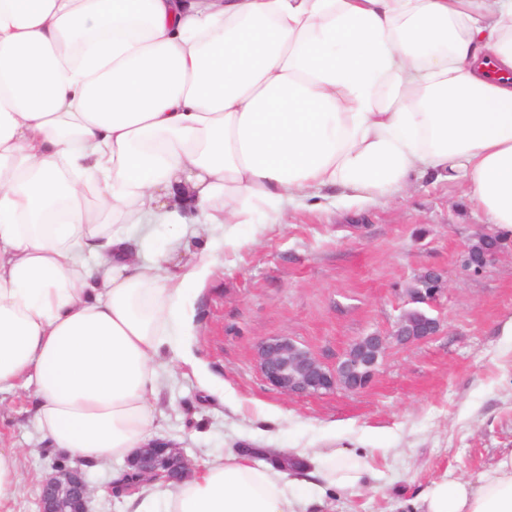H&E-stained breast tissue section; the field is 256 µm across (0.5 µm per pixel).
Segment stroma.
Here are the masks:
<instances>
[{"label": "stroma", "mask_w": 512, "mask_h": 512, "mask_svg": "<svg viewBox=\"0 0 512 512\" xmlns=\"http://www.w3.org/2000/svg\"><path fill=\"white\" fill-rule=\"evenodd\" d=\"M196 284L178 338L185 359L164 369L154 402L156 437L194 464L238 448H342L370 455L375 476L333 490L331 512H415L418 492L443 476L473 478L512 452V235L481 271L461 251L484 223L463 191L436 177L375 203L298 210L285 224H246ZM447 274L433 308L444 330L390 347L371 385L287 396L262 380L257 343L285 336L334 364L361 336L387 334L410 307L427 268ZM33 386L0 393V436L21 452L23 487L0 512H37L52 465L34 421ZM121 460L84 465L94 512H128L112 496Z\"/></svg>", "instance_id": "1"}]
</instances>
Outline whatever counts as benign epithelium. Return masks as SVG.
I'll return each instance as SVG.
<instances>
[{
    "mask_svg": "<svg viewBox=\"0 0 512 512\" xmlns=\"http://www.w3.org/2000/svg\"><path fill=\"white\" fill-rule=\"evenodd\" d=\"M498 253L499 250L492 249L476 262L467 247L462 266L479 271ZM427 273L428 287L412 288L410 295L412 302L432 306L444 294L447 279L441 269L431 268ZM401 320L409 321V328L401 330L396 325L386 336L378 333L363 336L343 352L333 366L288 338L269 336L256 346V365L269 386L287 395H316L338 389L358 392L370 385L390 344L407 346L426 341L439 335L443 327L436 317L415 321L406 313ZM192 471L193 464L183 449L154 440L126 459L123 473L132 483L124 490L134 491L136 486L149 485L159 478L179 483L188 479ZM91 495L80 467L58 465L40 486L38 512H91Z\"/></svg>",
    "mask_w": 512,
    "mask_h": 512,
    "instance_id": "1",
    "label": "benign epithelium"
}]
</instances>
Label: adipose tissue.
Here are the masks:
<instances>
[{"label":"adipose tissue","mask_w":512,"mask_h":512,"mask_svg":"<svg viewBox=\"0 0 512 512\" xmlns=\"http://www.w3.org/2000/svg\"><path fill=\"white\" fill-rule=\"evenodd\" d=\"M431 175L512 229V0H0V392L34 380L55 450L129 457L213 263L187 239ZM341 456L309 485L371 473ZM295 486L231 451L128 506L308 512ZM417 502L512 512V453Z\"/></svg>","instance_id":"obj_1"}]
</instances>
